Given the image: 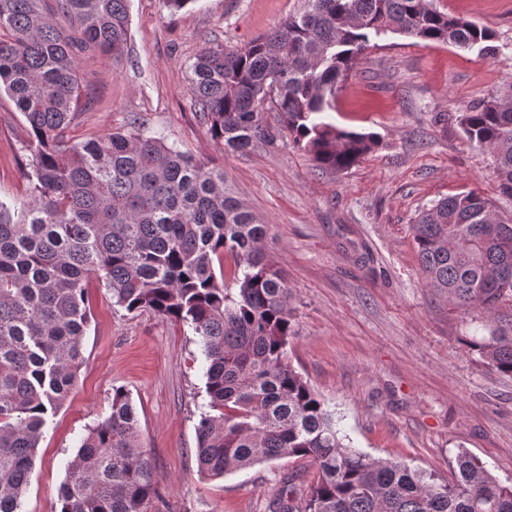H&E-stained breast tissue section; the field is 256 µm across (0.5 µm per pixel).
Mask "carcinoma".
<instances>
[{
    "label": "carcinoma",
    "instance_id": "cac0c4a2",
    "mask_svg": "<svg viewBox=\"0 0 512 512\" xmlns=\"http://www.w3.org/2000/svg\"><path fill=\"white\" fill-rule=\"evenodd\" d=\"M57 10L69 28L41 0H0V33H8L0 89L31 129L33 190L28 206L0 202V512H22L47 418L83 363L91 277L109 288L113 305L151 310L199 336L209 398L197 425L201 473L222 477L285 457L315 469L306 495L287 485L269 512H512V484L467 452L444 479L345 443L335 413L288 361L289 289L263 250L267 226L234 195L224 170L144 136L136 118L103 137L66 140L82 101L77 55L122 52L129 0H57ZM389 34L499 52L490 30L434 0H303L275 30L195 57V112L226 148L288 137L317 167L347 171L376 137L324 114L370 40ZM460 124L469 144L491 155L511 196L512 74L467 107ZM412 231L426 284L462 314L491 319L470 349L512 376V218L467 191L421 211ZM156 494L130 394L115 387L110 414L68 464L58 512H147Z\"/></svg>",
    "mask_w": 512,
    "mask_h": 512
}]
</instances>
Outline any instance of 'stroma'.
I'll return each mask as SVG.
<instances>
[{"instance_id": "1", "label": "stroma", "mask_w": 512, "mask_h": 512, "mask_svg": "<svg viewBox=\"0 0 512 512\" xmlns=\"http://www.w3.org/2000/svg\"><path fill=\"white\" fill-rule=\"evenodd\" d=\"M440 10L490 29L499 51L462 50L394 35L371 40L343 82L337 127L379 144L340 173L319 170L290 142L232 152L196 114L189 64L206 47L244 45L297 12L301 0H130L121 56L88 52L78 72L86 95L66 131L86 141L136 118L147 137L224 170L268 227L266 253L288 285L294 334L288 359L325 399L352 447L450 477L466 450L512 482V377L485 365L466 343L486 316H463L421 274L411 232L416 216L450 195L474 191L512 217L490 154L460 125L466 106L512 73V0H436ZM30 128L0 92V200L32 189L23 149ZM91 318L75 386L44 428L23 512H57L58 489L89 428L125 388L157 478L148 512H269L281 481L306 490L315 470L293 458L220 478L201 475L196 425L207 403L204 357L191 329L150 311L114 306L87 282Z\"/></svg>"}]
</instances>
